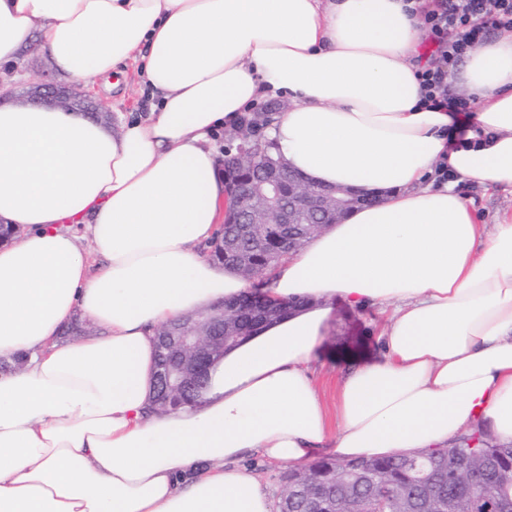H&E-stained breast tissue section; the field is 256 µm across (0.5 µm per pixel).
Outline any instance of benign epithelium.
Here are the masks:
<instances>
[{
	"label": "benign epithelium",
	"instance_id": "benign-epithelium-1",
	"mask_svg": "<svg viewBox=\"0 0 512 512\" xmlns=\"http://www.w3.org/2000/svg\"><path fill=\"white\" fill-rule=\"evenodd\" d=\"M32 89L33 103L51 100L62 109L89 98L80 81L64 87L37 82ZM267 122L264 116L240 126L224 148V181L231 195L224 223L238 225L237 235L250 239L253 245V253L238 255L241 271L254 268L257 254L272 264L301 245L307 235L304 215L314 216L313 224L323 229L338 223L362 202V197L343 187L313 186L284 165L261 163L263 143L256 132ZM272 224L279 225L283 236L270 238ZM239 335L237 321L222 306L163 328L159 343L166 357L157 370L162 387L159 402L165 406L171 397L200 386L207 363L224 352V337ZM287 483L292 493L305 501L308 512H334L308 492L300 474H289Z\"/></svg>",
	"mask_w": 512,
	"mask_h": 512
}]
</instances>
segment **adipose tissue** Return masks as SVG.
<instances>
[{"label":"adipose tissue","mask_w":512,"mask_h":512,"mask_svg":"<svg viewBox=\"0 0 512 512\" xmlns=\"http://www.w3.org/2000/svg\"><path fill=\"white\" fill-rule=\"evenodd\" d=\"M403 0H0V66L142 61L146 113L104 125L0 104V512H274L252 455L372 460L482 429L512 442V37L451 78L467 118L420 103ZM285 96L263 136L317 186L369 195L260 283L206 253L224 209L215 135ZM260 286L292 310L154 408L159 329ZM374 307L381 353L345 372L336 424L311 369L335 304ZM91 327L62 340L77 319ZM466 193L476 200L478 209L483 215L486 224H495L496 216L505 210L512 209L511 192H499L493 196H482L480 192L467 189Z\"/></svg>","instance_id":"1"}]
</instances>
